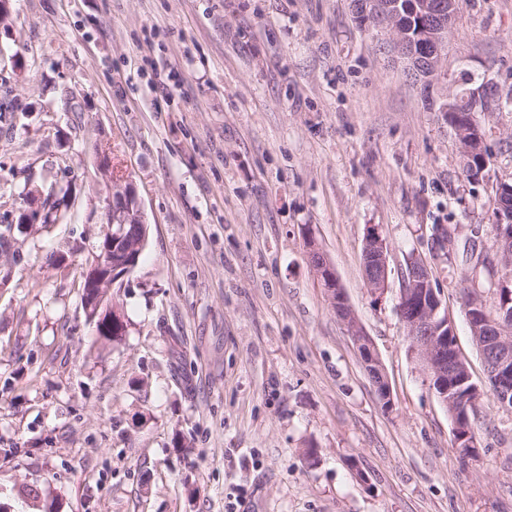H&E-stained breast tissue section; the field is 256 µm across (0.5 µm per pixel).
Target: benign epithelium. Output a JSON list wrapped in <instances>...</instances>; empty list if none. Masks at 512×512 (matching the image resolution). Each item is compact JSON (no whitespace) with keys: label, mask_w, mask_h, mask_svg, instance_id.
<instances>
[{"label":"benign epithelium","mask_w":512,"mask_h":512,"mask_svg":"<svg viewBox=\"0 0 512 512\" xmlns=\"http://www.w3.org/2000/svg\"><path fill=\"white\" fill-rule=\"evenodd\" d=\"M399 2L393 0H359L355 13L371 24L375 29L385 32L393 46L394 53L404 65L408 74L419 73L417 81L430 88L442 81V61L448 46V28L455 18L460 0H422L408 6L412 16L418 20V31L423 39L424 52L418 55L411 51L403 32L395 22ZM461 144L465 169L473 174L484 172L488 166L489 153L486 151V132L474 122L473 117L460 107L459 97H449L440 106ZM135 214V222L145 223L144 215L132 180L125 178L110 190L106 198L107 222L112 217L124 213ZM498 239L507 237L505 226L512 223V203L506 202L503 190H498L495 207ZM109 235L110 247L103 250L96 262L84 272L88 287L95 289L91 302L105 313L119 315L118 306L109 297L112 283L102 271L112 269V251L126 238L124 225L119 224ZM363 269L366 283L375 291L387 288L389 277L388 250L385 239L375 227L367 231L363 248ZM412 285L415 288L409 295L400 289L399 312L408 337L427 374L430 386L441 404L447 409L453 421V433L456 447L467 455L478 452L476 438L472 437L466 420L470 401L468 396L452 393L450 382L457 379L468 383L471 374L465 361L460 357L456 343L448 342L455 335V327L445 312L442 300L434 287L428 265L421 259L409 264ZM320 279L332 285L330 300L336 316L341 320L357 347L367 346L373 349L370 338L359 325L340 287L336 273L326 258H321L315 268ZM508 301L498 305L499 317L486 315L481 294L474 288L467 290L466 316L474 334V344L485 363L491 364L492 376L496 382L495 397L498 402L512 407V345L506 340L505 333L512 330V293Z\"/></svg>","instance_id":"benign-epithelium-1"}]
</instances>
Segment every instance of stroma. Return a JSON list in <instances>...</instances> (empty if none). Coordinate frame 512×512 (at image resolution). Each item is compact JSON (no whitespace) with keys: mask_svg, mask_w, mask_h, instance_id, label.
Masks as SVG:
<instances>
[{"mask_svg":"<svg viewBox=\"0 0 512 512\" xmlns=\"http://www.w3.org/2000/svg\"><path fill=\"white\" fill-rule=\"evenodd\" d=\"M442 66L430 89L407 77L351 0H12L0 102L24 113L0 130V214L27 208V184L70 181L75 197L66 223L0 240V512H512V408L486 396L478 453L461 455L398 311L422 258L484 384L463 260L493 256L512 182V0H461ZM482 84L490 161L474 181L440 106ZM106 141L149 230L110 346L79 288L106 221ZM371 226L381 292L362 267ZM448 228L453 265L436 245ZM503 183H500V188L496 196V207H495V224H492L494 231V242H496V228L498 234V242L502 239L507 238V231L505 226L512 223V186H511V203L506 202V197L503 196ZM499 224L496 226L495 225ZM363 269L366 283L375 291H384L388 285L389 265L385 239L378 228H369L363 246ZM320 256L321 260L318 267H315L311 262L310 263L313 266L314 270L319 275L321 281L325 279L326 281H328L330 285H333V287L330 289L329 295L332 307L336 312L337 318L341 320L347 327L349 334L353 337L355 341L357 349H359L360 351L362 345H366L371 352L372 360L376 362L375 355L372 351L374 350L373 344L370 338L363 331L362 327L359 325L355 317V314L348 302L347 296L343 288L340 287V284L338 282L336 273L332 265L325 258L324 254L321 251Z\"/></svg>","mask_w":512,"mask_h":512,"instance_id":"obj_1","label":"stroma"}]
</instances>
